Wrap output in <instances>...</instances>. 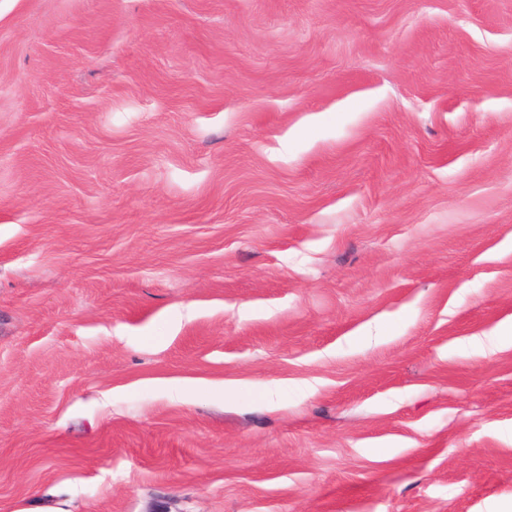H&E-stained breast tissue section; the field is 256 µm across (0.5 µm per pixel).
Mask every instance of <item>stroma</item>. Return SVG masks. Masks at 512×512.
Wrapping results in <instances>:
<instances>
[{"instance_id":"obj_1","label":"stroma","mask_w":512,"mask_h":512,"mask_svg":"<svg viewBox=\"0 0 512 512\" xmlns=\"http://www.w3.org/2000/svg\"><path fill=\"white\" fill-rule=\"evenodd\" d=\"M0 512H512V0H0Z\"/></svg>"}]
</instances>
